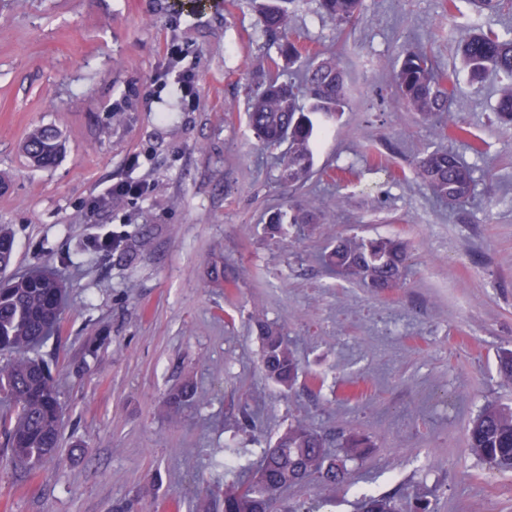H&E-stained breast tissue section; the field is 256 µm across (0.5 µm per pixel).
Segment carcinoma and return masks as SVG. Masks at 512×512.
<instances>
[{"label":"carcinoma","instance_id":"obj_1","mask_svg":"<svg viewBox=\"0 0 512 512\" xmlns=\"http://www.w3.org/2000/svg\"><path fill=\"white\" fill-rule=\"evenodd\" d=\"M291 0H254L257 24L279 44L293 62L301 58L288 30L285 4ZM363 0H316L317 9L340 29L357 18ZM478 14H495L512 0H471ZM473 78L492 70L504 81L496 106L497 120L512 125V28L491 27L470 34L460 47ZM395 88L407 107L432 123L445 139L447 131L458 138L470 137L463 125L443 121L454 96L451 75L438 70L423 50H403L393 67ZM307 92L308 108L299 106ZM348 105L345 74L333 58H313L297 84L263 82L251 98L248 125L257 141L272 147L288 142V154L280 159L279 181L286 187L306 182L313 175L314 147L325 123L339 118ZM24 151L37 168L55 164L61 151L56 130L40 128L26 139ZM417 174L433 197L460 205L473 190L472 167L456 153L427 150L417 163ZM15 241L0 226V273L13 264ZM332 271L348 276L367 288L384 291L404 278L411 255L400 238L338 237L323 255ZM65 290L51 271L34 268L0 282V353L10 358L0 365V393L14 403L15 415H4L0 426L10 460L23 467L56 455L63 410L58 402L51 364L38 351L56 331L61 319ZM260 341V362L266 376L283 390L296 384L300 365L283 330L261 317L254 319ZM498 373L512 383V350L498 354ZM195 395L191 379L169 393L164 407H182ZM469 453L499 472H512V406L490 403L470 420L466 431ZM338 450L307 423L296 420L279 432L261 452L258 462H244L239 450L227 446L216 465L224 470V512H275L288 489L318 478L332 488L349 474L348 464L362 458L368 439L357 432L342 437ZM360 512H398L392 494H364Z\"/></svg>","mask_w":512,"mask_h":512}]
</instances>
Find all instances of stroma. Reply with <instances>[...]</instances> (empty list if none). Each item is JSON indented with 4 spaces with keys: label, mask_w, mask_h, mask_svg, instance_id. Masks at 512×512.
I'll list each match as a JSON object with an SVG mask.
<instances>
[{
    "label": "stroma",
    "mask_w": 512,
    "mask_h": 512,
    "mask_svg": "<svg viewBox=\"0 0 512 512\" xmlns=\"http://www.w3.org/2000/svg\"><path fill=\"white\" fill-rule=\"evenodd\" d=\"M458 6L364 0L340 30L314 0H291L299 43L339 58L349 106L318 139L316 175L286 190V149L257 144L247 92L295 81L303 65L268 44L251 0H0V225L15 238L13 271L51 266L68 291L41 349L56 363L61 446L32 471L0 461V512H196L223 496L225 445L258 459L297 419L371 447L345 484L289 489V512H357L363 492L396 494L401 512L421 500L431 512H512V473L466 448L482 406L512 403L497 373L512 349V128L492 112L500 76L472 80L459 52L475 27H512V11ZM172 48L197 75L195 107L161 78ZM406 48L455 73L450 111L485 154L438 139L399 97L391 67ZM41 127L63 143L48 169L23 150ZM440 146L474 169L454 209L414 174ZM130 179L150 193L90 212L105 186ZM280 210L334 221L273 236ZM115 234L123 249L94 248ZM338 236L403 239L404 282L378 293L328 274L320 255ZM256 313L300 362L289 392L261 368ZM188 377L195 397L166 411ZM246 410L258 413L248 433L237 429Z\"/></svg>",
    "instance_id": "35a3bbf8"
}]
</instances>
